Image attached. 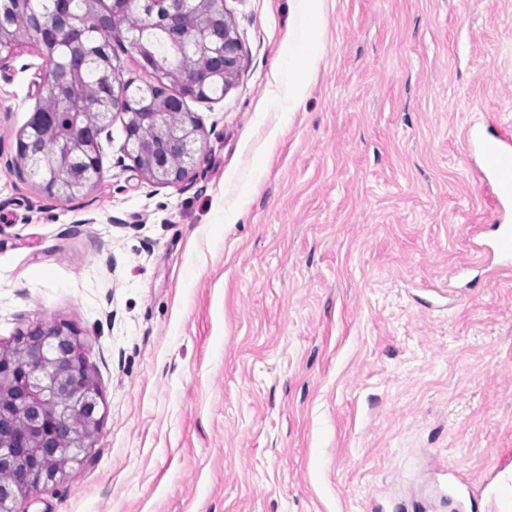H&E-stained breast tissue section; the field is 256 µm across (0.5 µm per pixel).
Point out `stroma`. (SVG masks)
Returning a JSON list of instances; mask_svg holds the SVG:
<instances>
[{
	"label": "stroma",
	"instance_id": "35a3bbf8",
	"mask_svg": "<svg viewBox=\"0 0 512 512\" xmlns=\"http://www.w3.org/2000/svg\"><path fill=\"white\" fill-rule=\"evenodd\" d=\"M224 9L242 67L186 100L174 184L118 113L49 195L17 150L49 60L0 69V346L73 328L101 416L18 512H507L512 273L472 228L512 211L463 134L512 127V0H323L308 37L294 0Z\"/></svg>",
	"mask_w": 512,
	"mask_h": 512
}]
</instances>
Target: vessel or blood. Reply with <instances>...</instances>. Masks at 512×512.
Instances as JSON below:
<instances>
[{"label": "vessel or blood", "instance_id": "vessel-or-blood-1", "mask_svg": "<svg viewBox=\"0 0 512 512\" xmlns=\"http://www.w3.org/2000/svg\"><path fill=\"white\" fill-rule=\"evenodd\" d=\"M468 147L478 153V174L483 186L493 191L497 203L512 201V133L501 131L494 136L469 134Z\"/></svg>", "mask_w": 512, "mask_h": 512}]
</instances>
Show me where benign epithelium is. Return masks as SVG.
<instances>
[{"label": "benign epithelium", "instance_id": "obj_1", "mask_svg": "<svg viewBox=\"0 0 512 512\" xmlns=\"http://www.w3.org/2000/svg\"><path fill=\"white\" fill-rule=\"evenodd\" d=\"M125 0H88L89 14L99 18L124 11ZM141 18L157 21L172 43L173 52L157 54L151 44L133 40L118 22H107L97 53L100 92L88 97L82 75L86 48L81 22L68 10V0L27 34L49 52L51 69L47 95L50 104L69 119L66 152L49 151L43 158L48 177L42 186L49 194L63 188L70 196L98 178L100 136L114 113L129 116L126 122V154L155 184L182 180L200 160V125L186 112L185 99L208 98L210 84L229 85L243 58L236 29L226 16L224 0H138ZM22 33L0 27V68L8 66ZM128 42L140 65L158 75V82L140 97L129 96L120 78L118 57L112 43ZM64 44L68 54L58 59L51 49ZM189 46L208 66L188 70L182 62L183 47ZM178 85L179 93L167 91L166 83ZM184 114L175 123L172 115ZM54 113L33 112L18 140L24 157L35 142L56 139ZM98 393L85 367V351L77 333L58 325L39 323L20 332L9 347H0V472L11 479L0 482V498L16 505L47 482L45 470L55 481L63 472L57 452L61 442L84 449L91 445L100 418Z\"/></svg>", "mask_w": 512, "mask_h": 512}]
</instances>
